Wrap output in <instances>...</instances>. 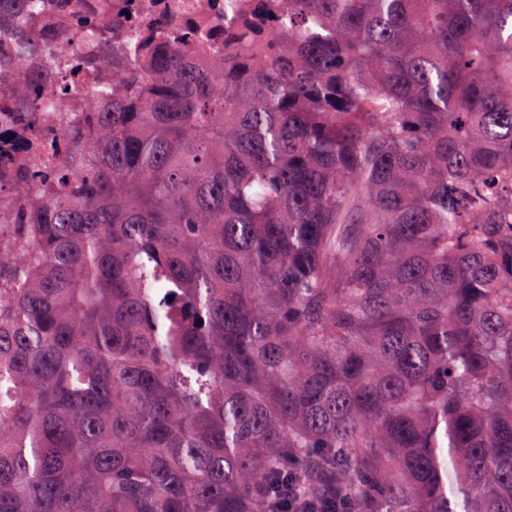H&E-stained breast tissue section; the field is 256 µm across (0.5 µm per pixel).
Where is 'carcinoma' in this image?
I'll list each match as a JSON object with an SVG mask.
<instances>
[{
	"label": "carcinoma",
	"mask_w": 512,
	"mask_h": 512,
	"mask_svg": "<svg viewBox=\"0 0 512 512\" xmlns=\"http://www.w3.org/2000/svg\"><path fill=\"white\" fill-rule=\"evenodd\" d=\"M49 9L0 17L9 111L74 144L0 238V512H512V0L94 54Z\"/></svg>",
	"instance_id": "obj_1"
}]
</instances>
